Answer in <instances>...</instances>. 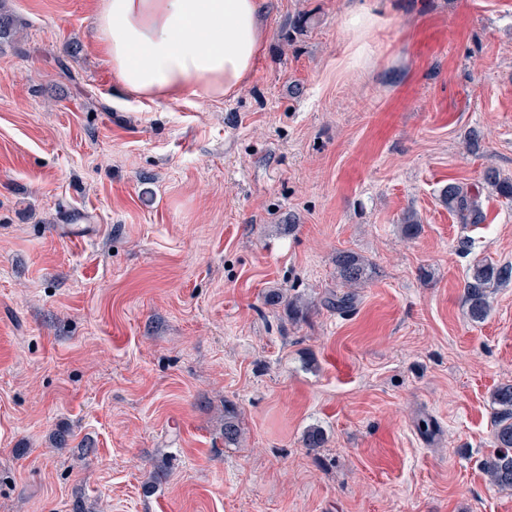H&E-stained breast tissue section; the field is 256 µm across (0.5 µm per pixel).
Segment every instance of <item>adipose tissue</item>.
Masks as SVG:
<instances>
[{"instance_id":"ef3b65f1","label":"adipose tissue","mask_w":512,"mask_h":512,"mask_svg":"<svg viewBox=\"0 0 512 512\" xmlns=\"http://www.w3.org/2000/svg\"><path fill=\"white\" fill-rule=\"evenodd\" d=\"M264 11V0H103L97 45L139 97H232L264 53Z\"/></svg>"}]
</instances>
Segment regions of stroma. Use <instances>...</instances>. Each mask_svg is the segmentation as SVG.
I'll list each match as a JSON object with an SVG mask.
<instances>
[{
  "instance_id": "35a3bbf8",
  "label": "stroma",
  "mask_w": 512,
  "mask_h": 512,
  "mask_svg": "<svg viewBox=\"0 0 512 512\" xmlns=\"http://www.w3.org/2000/svg\"><path fill=\"white\" fill-rule=\"evenodd\" d=\"M101 2H4L0 512H512L481 469L512 282L484 322L463 299L474 260L512 263L482 184L512 177V0H267L243 90L152 102L98 51ZM346 249L372 273L339 313ZM442 202L448 211L456 215L462 224H482L486 214L480 208L475 195L467 186L459 183H448L441 190Z\"/></svg>"
}]
</instances>
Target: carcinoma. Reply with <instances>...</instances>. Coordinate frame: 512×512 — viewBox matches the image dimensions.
Returning a JSON list of instances; mask_svg holds the SVG:
<instances>
[{
    "instance_id": "1",
    "label": "carcinoma",
    "mask_w": 512,
    "mask_h": 512,
    "mask_svg": "<svg viewBox=\"0 0 512 512\" xmlns=\"http://www.w3.org/2000/svg\"><path fill=\"white\" fill-rule=\"evenodd\" d=\"M16 33V19L0 7V44L11 42ZM484 183L498 197L512 200V178L501 176L495 169L484 174ZM442 202L462 224H482L486 214L480 208L471 189L459 183H450L441 190ZM341 286L347 289L327 306L339 311L353 308L355 294L352 289L364 283L369 276V263L358 253L339 251L335 257ZM512 281V263L496 264L479 261L473 264L464 282V299L471 321L479 323L487 317L490 302L489 289ZM493 409L495 451L482 462V470L489 481L500 488L512 489V383L497 386L490 395ZM242 434L240 422L232 413L224 415V441L234 443Z\"/></svg>"
}]
</instances>
